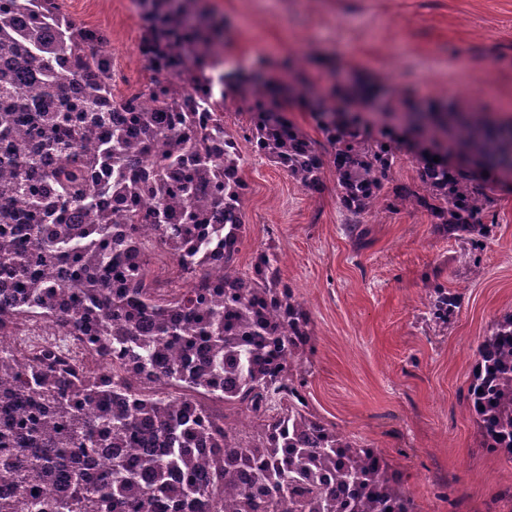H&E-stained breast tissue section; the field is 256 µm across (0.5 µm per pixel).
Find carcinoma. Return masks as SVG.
Instances as JSON below:
<instances>
[{"instance_id":"1","label":"carcinoma","mask_w":512,"mask_h":512,"mask_svg":"<svg viewBox=\"0 0 512 512\" xmlns=\"http://www.w3.org/2000/svg\"><path fill=\"white\" fill-rule=\"evenodd\" d=\"M146 22L140 52L153 72L133 96L112 99L106 31L76 24L59 0H0V324L37 308L70 330L94 326L102 357L158 371L159 385L82 381L51 350L39 358L0 350V512H414L404 479L381 451L364 448L316 417L304 392L311 319L280 277L277 258L257 254L235 268L247 185L224 100L252 114L256 151L317 191L334 168L343 208L426 210L440 233L480 242L499 175L512 174V119L478 108H431V125L401 139L365 124L361 102L380 96L360 83L326 97L284 96L264 78L215 80L209 55L220 21L200 0H137ZM407 106L381 96V111ZM311 114L322 152L288 113ZM210 114L209 123L197 113ZM418 185L383 193L401 148ZM438 161H433V157ZM108 171L112 208H98L91 175ZM52 198L56 205L45 206ZM222 209L224 279L209 282L196 228ZM150 226L141 236L139 225ZM166 248L187 287L164 298L148 280L145 243ZM429 309L448 319L446 288ZM214 395L254 422L244 431L197 400ZM466 400L483 444L512 460V313L494 322L475 353ZM207 442L210 450L200 452ZM86 448H116L88 482L65 464ZM47 482L62 490L42 499Z\"/></svg>"}]
</instances>
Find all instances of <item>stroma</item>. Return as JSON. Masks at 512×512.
I'll return each instance as SVG.
<instances>
[{
    "label": "stroma",
    "instance_id": "stroma-1",
    "mask_svg": "<svg viewBox=\"0 0 512 512\" xmlns=\"http://www.w3.org/2000/svg\"><path fill=\"white\" fill-rule=\"evenodd\" d=\"M224 22V48L287 79L296 62L326 91L330 72L406 88L415 102L512 112V0H204ZM73 21L107 31L114 99L147 84L143 21L134 0H61ZM248 185L246 232L235 267L258 253L309 313L305 359L311 411L400 470L415 512H512L501 495L512 461L481 446L465 401L475 351L512 312V191L498 190L479 245L444 237L408 205L355 219L336 194L333 168L308 191L259 155L240 132L249 112L224 105ZM439 283L457 305L445 329L430 322L426 292Z\"/></svg>",
    "mask_w": 512,
    "mask_h": 512
}]
</instances>
